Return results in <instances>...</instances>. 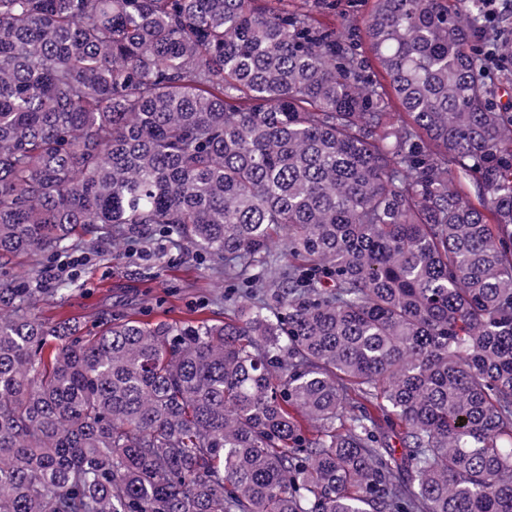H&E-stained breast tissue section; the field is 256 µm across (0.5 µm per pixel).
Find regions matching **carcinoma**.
<instances>
[{
	"mask_svg": "<svg viewBox=\"0 0 512 512\" xmlns=\"http://www.w3.org/2000/svg\"><path fill=\"white\" fill-rule=\"evenodd\" d=\"M508 38L483 0H0V260L158 226L247 284L86 334L0 280V512H512ZM372 4V0H336V11L324 14L323 21L332 27H340L344 14H364Z\"/></svg>",
	"mask_w": 512,
	"mask_h": 512,
	"instance_id": "cac0c4a2",
	"label": "carcinoma"
}]
</instances>
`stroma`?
Returning <instances> with one entry per match:
<instances>
[{"label": "stroma", "instance_id": "obj_1", "mask_svg": "<svg viewBox=\"0 0 512 512\" xmlns=\"http://www.w3.org/2000/svg\"><path fill=\"white\" fill-rule=\"evenodd\" d=\"M212 266L210 259L187 253L177 239L158 234L148 242H78L38 265L27 259L2 263L0 276L16 277L31 288L67 285L62 301L39 306L53 320L124 315L154 321L190 312L220 320L226 285Z\"/></svg>", "mask_w": 512, "mask_h": 512}]
</instances>
